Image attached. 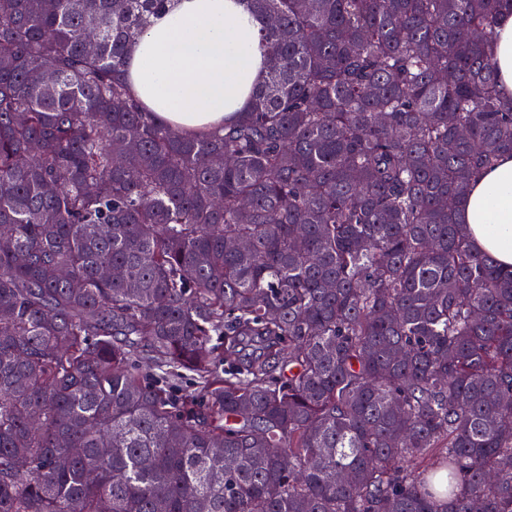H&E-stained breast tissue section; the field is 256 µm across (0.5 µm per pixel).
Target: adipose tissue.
<instances>
[{
	"mask_svg": "<svg viewBox=\"0 0 512 512\" xmlns=\"http://www.w3.org/2000/svg\"><path fill=\"white\" fill-rule=\"evenodd\" d=\"M260 21L247 0H171L135 39L127 71L133 99L186 133L223 125L244 111L267 68ZM504 95H512V13L490 45ZM459 218L473 248L512 269V156L470 184Z\"/></svg>",
	"mask_w": 512,
	"mask_h": 512,
	"instance_id": "adipose-tissue-1",
	"label": "adipose tissue"
}]
</instances>
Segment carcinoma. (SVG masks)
Listing matches in <instances>:
<instances>
[{
  "label": "carcinoma",
  "instance_id": "cac0c4a2",
  "mask_svg": "<svg viewBox=\"0 0 512 512\" xmlns=\"http://www.w3.org/2000/svg\"><path fill=\"white\" fill-rule=\"evenodd\" d=\"M168 2L0 0V512H512V270L457 218L512 0H247L266 80L198 135L128 94Z\"/></svg>",
  "mask_w": 512,
  "mask_h": 512
}]
</instances>
